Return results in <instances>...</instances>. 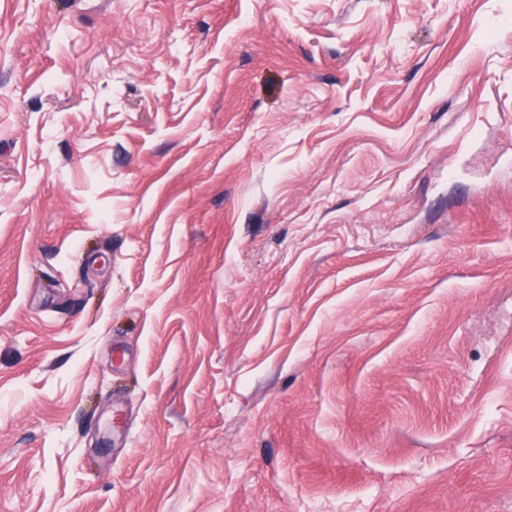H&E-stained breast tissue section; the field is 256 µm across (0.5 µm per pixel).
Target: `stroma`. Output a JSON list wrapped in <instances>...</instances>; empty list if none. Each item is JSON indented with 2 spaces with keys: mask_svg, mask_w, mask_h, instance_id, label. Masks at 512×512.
Returning a JSON list of instances; mask_svg holds the SVG:
<instances>
[{
  "mask_svg": "<svg viewBox=\"0 0 512 512\" xmlns=\"http://www.w3.org/2000/svg\"><path fill=\"white\" fill-rule=\"evenodd\" d=\"M0 512H512V0H0Z\"/></svg>",
  "mask_w": 512,
  "mask_h": 512,
  "instance_id": "stroma-1",
  "label": "stroma"
}]
</instances>
